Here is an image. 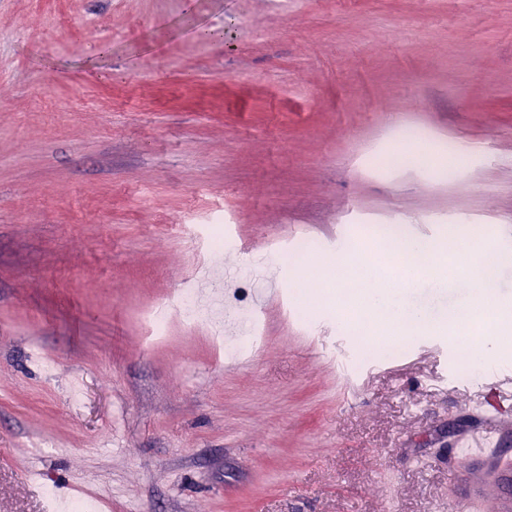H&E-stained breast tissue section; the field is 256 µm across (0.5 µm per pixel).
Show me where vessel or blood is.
Wrapping results in <instances>:
<instances>
[{
	"label": "vessel or blood",
	"instance_id": "1",
	"mask_svg": "<svg viewBox=\"0 0 512 512\" xmlns=\"http://www.w3.org/2000/svg\"><path fill=\"white\" fill-rule=\"evenodd\" d=\"M494 377L478 408L480 423L452 443L456 456L473 466L461 477L464 512H512V456L501 449L503 433L512 429V371Z\"/></svg>",
	"mask_w": 512,
	"mask_h": 512
}]
</instances>
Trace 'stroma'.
<instances>
[{"label":"stroma","mask_w":512,"mask_h":512,"mask_svg":"<svg viewBox=\"0 0 512 512\" xmlns=\"http://www.w3.org/2000/svg\"><path fill=\"white\" fill-rule=\"evenodd\" d=\"M378 224L512 245V0H0V512H457L468 352L302 280ZM185 288L279 306L148 341ZM236 317L242 327L241 336L233 344L224 343V349L230 355L251 354L259 347L262 335L261 324L254 311L248 307L240 308Z\"/></svg>","instance_id":"obj_1"}]
</instances>
